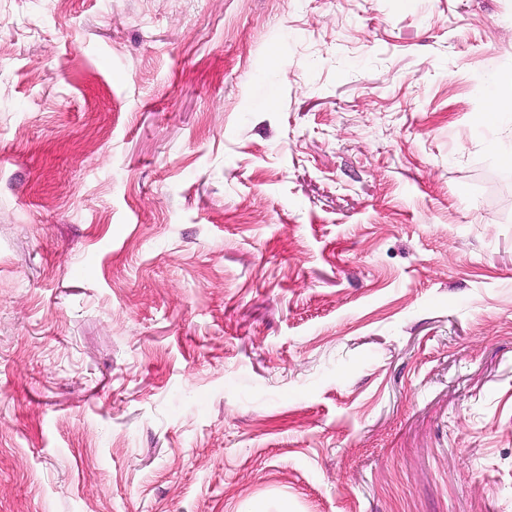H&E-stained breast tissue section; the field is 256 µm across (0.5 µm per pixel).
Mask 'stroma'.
I'll use <instances>...</instances> for the list:
<instances>
[{"mask_svg":"<svg viewBox=\"0 0 512 512\" xmlns=\"http://www.w3.org/2000/svg\"><path fill=\"white\" fill-rule=\"evenodd\" d=\"M512 0H0V512H512ZM512 81L501 84L495 94L492 96L488 111L485 113L486 119L490 123L502 122V124L512 123Z\"/></svg>","mask_w":512,"mask_h":512,"instance_id":"1","label":"stroma"}]
</instances>
